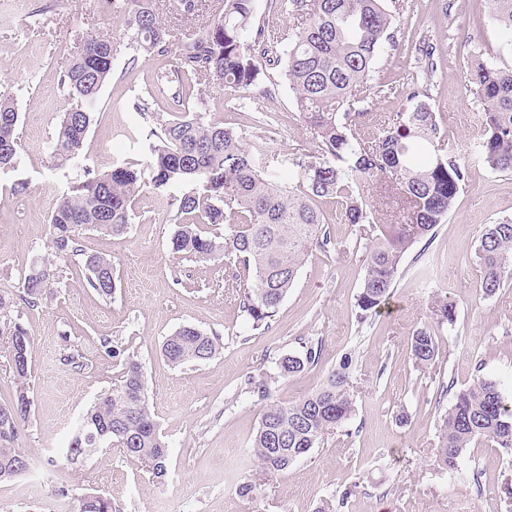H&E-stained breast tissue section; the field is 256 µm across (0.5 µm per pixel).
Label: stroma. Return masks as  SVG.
<instances>
[{"label":"stroma","instance_id":"obj_1","mask_svg":"<svg viewBox=\"0 0 512 512\" xmlns=\"http://www.w3.org/2000/svg\"><path fill=\"white\" fill-rule=\"evenodd\" d=\"M399 2L403 51L396 60L381 53L376 62L373 83L381 92L368 109V125L377 129L401 109L408 47L412 38L428 37L441 60L433 77L434 110L469 180L432 243L415 244L405 255L388 304L357 322L365 256L379 231L402 219L395 191L365 188L374 206L370 225L345 224L335 204H324L340 249L308 257L271 328L260 332L240 312L221 262L172 252L170 203L186 185L144 187L126 233L82 236L87 250L112 258L118 278L112 298L95 295L78 265L63 263L52 301L33 309L20 304L12 312L33 337L32 406L17 442L29 470L0 482V512H74V496L87 492L110 498L113 512H315L321 500L349 486L354 493L341 512H512V498L504 494L512 456L502 449L477 444L449 472L434 464L439 410L450 405L436 398L442 381L461 388L480 372L512 397V284L484 295L474 262L485 225L512 219V172H491L475 151L482 112L466 79L472 51L497 49L498 32L484 0ZM90 32L121 36L112 0H0V98L15 102L21 139L15 169L0 172V289L19 290L22 271L49 257L52 207L83 180L85 169L146 163L153 121L141 117L136 104L164 113L172 103L155 89L158 73L173 68V57L121 48L83 158L57 165L50 144L67 106L61 76ZM196 106L207 120L228 127L249 121L219 87L207 88ZM264 107L272 124L251 145L266 155L263 177L285 186L320 155L287 84L277 86ZM21 181L26 191L14 192ZM445 296L456 316L440 326L436 303ZM188 325L217 336L221 348L209 361L172 367L161 346ZM423 326L434 328L439 345L428 367L410 355L411 336ZM103 337L127 347L143 368L149 405L169 448L164 482L117 447L75 460L66 455L77 422L119 380V366L98 349ZM311 339L322 342L318 365L278 377V358ZM74 352L85 358L82 371L64 362ZM347 356L356 406L350 435H331L288 472L265 475L250 448L262 406L245 389V377H268L272 400L290 402L315 391ZM476 471L483 485L478 493L471 483ZM245 481L256 484L253 497L238 495Z\"/></svg>","mask_w":512,"mask_h":512}]
</instances>
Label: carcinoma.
<instances>
[{"instance_id":"obj_1","label":"carcinoma","mask_w":512,"mask_h":512,"mask_svg":"<svg viewBox=\"0 0 512 512\" xmlns=\"http://www.w3.org/2000/svg\"><path fill=\"white\" fill-rule=\"evenodd\" d=\"M487 4L500 43L492 53L471 55L467 78L484 115L478 139L482 159L493 172L512 171V67L499 64L501 56L512 53V0ZM393 8L386 0H266L268 14L293 21V38L281 51L268 28L255 23L254 0H222L217 16L178 42L160 22L155 0H121L123 37L129 46L153 57L176 52L173 69L157 75L158 81L176 85V102L212 84L224 87L229 96L245 92L250 100L259 101L271 95L264 82L276 85V74L292 91L299 118L314 131L319 150L332 161L306 167L282 187L261 176L264 154L250 148L246 130L212 123L202 112L160 117L151 129L146 166L126 163L104 173L88 168L86 179L55 202L50 214L51 255L62 261L78 259L89 288L102 299L112 297V260L83 249L81 232L124 234L140 188L188 184L191 189L172 200L178 229L171 237V250L252 271L251 279L233 275L239 309L253 329L265 331L309 255L336 249L322 201H334L346 224H371L362 184L387 177L399 186L410 219L389 225L366 254L356 320L363 323L377 314L391 294L404 254L416 243H431L435 228L454 208L469 179L467 166L432 109L436 48L425 37L411 44L416 56L402 109L377 132L357 130L374 94L369 81L376 60L387 49L394 54L402 49L391 32ZM118 48L112 36L90 34L64 71L61 83L69 107L52 144V153L62 164L83 154ZM18 121L14 102L0 98V171L16 166ZM200 224L222 228L224 235H207L198 229ZM475 257L485 295L512 281L511 219L485 228ZM57 278L58 268L43 259L24 271L21 294L0 289V337L5 339V367L15 383L14 397L0 404V481L18 477L11 465L27 462L15 441L31 411L28 373L33 339L11 312L19 300L35 307L51 299ZM99 347L121 365L120 383L86 411L67 455H90L97 443L86 434H102L126 456L147 464L153 479L162 483L168 475L169 450L148 403L141 364L110 338L100 339ZM218 347L217 337L184 326L165 339L161 353L172 366L181 367L212 359ZM410 351L417 365L434 363L439 346L431 329L415 330ZM321 353V342L304 343L302 353L278 359V376L304 372L319 363ZM351 365L352 359L344 357L317 390L289 403L270 400L267 380L245 379V388L263 404L251 448L265 473L288 471L297 458L351 420ZM441 394L451 395L452 402L440 418L439 468L456 469L467 449L482 441L512 455V401L495 382L478 375L457 389L450 381ZM353 493L352 486L344 489L316 512H340ZM76 512H112V501L101 494H83Z\"/></svg>"}]
</instances>
